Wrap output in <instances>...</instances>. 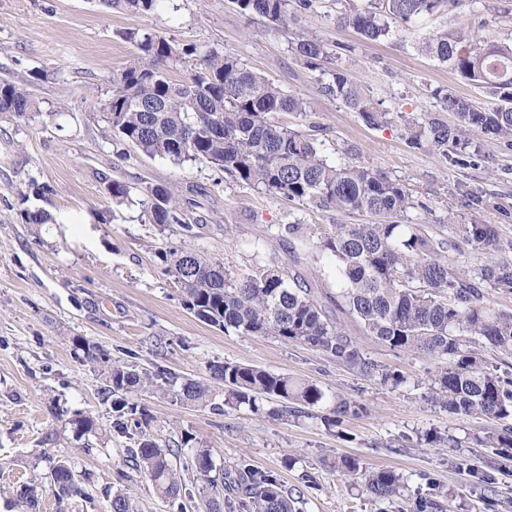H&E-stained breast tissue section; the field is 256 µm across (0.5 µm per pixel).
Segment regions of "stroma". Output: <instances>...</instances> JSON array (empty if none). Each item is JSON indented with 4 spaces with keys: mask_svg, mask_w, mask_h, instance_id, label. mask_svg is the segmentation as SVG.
Wrapping results in <instances>:
<instances>
[{
    "mask_svg": "<svg viewBox=\"0 0 512 512\" xmlns=\"http://www.w3.org/2000/svg\"><path fill=\"white\" fill-rule=\"evenodd\" d=\"M300 29L338 46L345 68L390 123L365 124L341 100L322 92L318 74L294 55L286 38L264 20L246 19L232 0H161L141 15L101 0H0V78L29 80L38 106L29 118L0 115V512H26L15 496L24 482L45 476L68 459L87 475L88 495L57 503L44 493L39 512H105L120 492L135 512H174L148 478L125 463L140 438L179 449H211L217 466H249L278 475L300 493L302 512H512V459L475 443L500 428L497 420L462 417L433 403L428 388L436 371L425 356L393 351L366 337L367 357L401 374L397 386L359 375L322 351L270 336L224 333L195 318L180 300L171 275L156 257L160 248L197 251L223 262L229 275L278 261L301 273L317 298L341 287L335 262L312 258V244L293 235L265 243L269 225L303 224L330 231L362 224L365 216L299 206L261 193L207 163L142 155L113 141L97 104L112 94V77L135 53L122 31L151 27L180 43L215 48L240 59L283 91L308 103L302 114L276 121L317 138L323 155L351 157L403 184L416 203L403 221L448 231L454 224H491L512 239V147L481 137L477 156L452 164L438 151L405 142L404 118L451 121L439 91L488 104L485 89L461 79L448 64L418 46L439 29L512 39V0L487 9L483 0L417 17L380 41L365 40L340 24L341 5L322 0L301 9L288 0ZM132 187L129 201L113 203L104 185ZM49 183L47 197L26 196L29 181ZM173 186L188 219L203 218L193 236L180 227L146 223L138 189ZM44 209L54 221L27 224L22 210ZM105 350L111 360L209 381L213 362L250 364L316 382L327 397L365 404L359 418L338 430L311 416L279 419L267 412L225 407L223 414L181 402L146 387L131 399L144 408V429L117 432L101 366L88 363L77 341ZM79 414L96 427L76 434ZM191 435L192 445L181 439ZM357 458L363 468L390 470L401 492L372 497L324 460Z\"/></svg>",
    "mask_w": 512,
    "mask_h": 512,
    "instance_id": "1",
    "label": "stroma"
}]
</instances>
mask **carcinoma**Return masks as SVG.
Instances as JSON below:
<instances>
[{"instance_id": "cac0c4a2", "label": "carcinoma", "mask_w": 512, "mask_h": 512, "mask_svg": "<svg viewBox=\"0 0 512 512\" xmlns=\"http://www.w3.org/2000/svg\"><path fill=\"white\" fill-rule=\"evenodd\" d=\"M160 0H104L109 7L150 14ZM288 0H233L245 18L261 17L277 32H293L297 18L288 13ZM460 0H370L367 8L340 14V21L367 40L377 41L391 25L449 9ZM136 52L112 79V96L101 102L102 118L112 139L149 157H167L177 163L206 162L257 190L291 203L322 210L362 213L366 224H336L320 237L315 253L335 258L342 288L330 314L300 275H285L276 264L257 267L229 278L224 266L203 254L185 249H159L164 270L179 286L181 302L199 321L224 333L271 336L316 348L362 376L398 386L404 377L390 373L367 358L340 321L344 315L359 332L395 351L424 355L437 365L430 399L460 416L479 415L512 420V373L499 371L483 351L512 355V309H496L486 301L487 290L512 294V240L503 241L491 224H457L453 235H433L423 224H404L401 218L414 207L405 187L370 167L353 161H330L316 139L270 119L277 113H303V98L284 92L264 76L248 69L237 57L217 49L201 50L166 38L152 28L122 33ZM293 53L319 72V83L329 96L341 99L369 126L389 121L363 95L348 72L328 69L332 51L324 40L294 32ZM419 51L443 63L459 76L498 97L491 106H475L446 93L444 110L456 122L428 119L407 126V144L416 150L434 149L454 163L475 154L474 137L502 140L512 146V43L487 42L477 35L441 30L419 45ZM182 66L179 80L171 69ZM37 111L26 84L0 79V114L21 120ZM108 194L117 204L130 197V187L109 182ZM142 205L150 224H178L188 234L193 225L175 191L163 185L141 188ZM464 242L491 255L471 275L448 258ZM87 358L107 365V394L112 413L122 429L128 422L142 426L147 414L128 399L144 387L173 392L186 403L205 405L217 390L224 404L244 406L257 413L271 403L277 418L299 417L324 404L325 392L309 380L286 373L231 362L209 365L213 384L178 380L162 366L142 370L134 363L110 362L109 355L82 342ZM363 405L346 398L331 402L323 423L337 427L345 417H356ZM505 453L512 449V425L487 431L476 438ZM176 451L150 439L126 449L128 462L143 473L156 492L172 502L182 495L180 473L170 457ZM327 467L360 480L378 499H390L400 490V477L390 470L368 471L358 459L341 456ZM209 492L206 512H296L297 499L278 478L243 466L235 471L216 468L211 449H193L183 463ZM47 484L65 497L82 493L78 475L65 460L50 467ZM42 484L20 485L18 502L30 512L39 501ZM235 501H224V491Z\"/></svg>"}]
</instances>
